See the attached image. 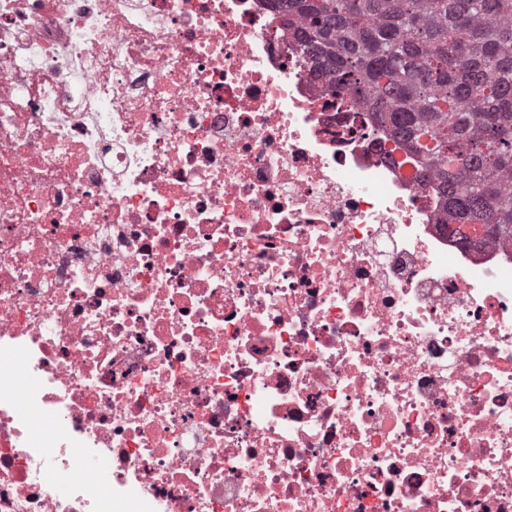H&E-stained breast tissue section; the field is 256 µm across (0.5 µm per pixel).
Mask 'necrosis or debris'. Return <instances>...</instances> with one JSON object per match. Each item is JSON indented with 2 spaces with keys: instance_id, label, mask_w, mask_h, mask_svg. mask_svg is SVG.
Listing matches in <instances>:
<instances>
[{
  "instance_id": "4bbe7bcc",
  "label": "necrosis or debris",
  "mask_w": 512,
  "mask_h": 512,
  "mask_svg": "<svg viewBox=\"0 0 512 512\" xmlns=\"http://www.w3.org/2000/svg\"><path fill=\"white\" fill-rule=\"evenodd\" d=\"M364 119L273 0H0V512H512V242Z\"/></svg>"
}]
</instances>
